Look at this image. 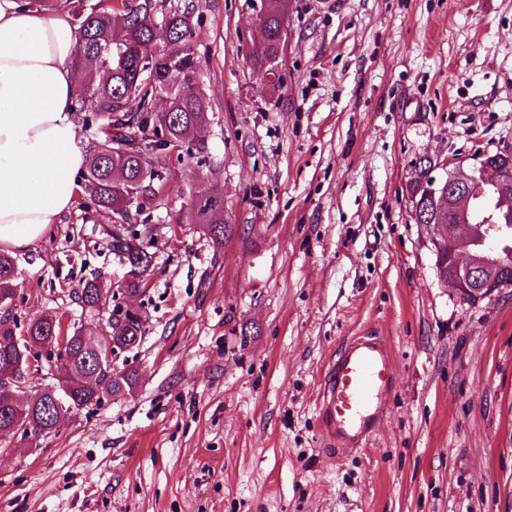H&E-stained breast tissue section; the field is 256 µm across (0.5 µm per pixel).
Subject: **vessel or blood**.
Masks as SVG:
<instances>
[{"mask_svg":"<svg viewBox=\"0 0 512 512\" xmlns=\"http://www.w3.org/2000/svg\"><path fill=\"white\" fill-rule=\"evenodd\" d=\"M399 386L392 350L378 336H356L337 356L319 403L329 447L363 448L376 433L383 402Z\"/></svg>","mask_w":512,"mask_h":512,"instance_id":"1","label":"vessel or blood"}]
</instances>
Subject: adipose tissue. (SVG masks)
<instances>
[{"instance_id": "1", "label": "adipose tissue", "mask_w": 512, "mask_h": 512, "mask_svg": "<svg viewBox=\"0 0 512 512\" xmlns=\"http://www.w3.org/2000/svg\"><path fill=\"white\" fill-rule=\"evenodd\" d=\"M76 42L67 13L0 0V249L44 240L74 205Z\"/></svg>"}]
</instances>
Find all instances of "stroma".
I'll use <instances>...</instances> for the list:
<instances>
[{"instance_id":"obj_1","label":"stroma","mask_w":512,"mask_h":512,"mask_svg":"<svg viewBox=\"0 0 512 512\" xmlns=\"http://www.w3.org/2000/svg\"><path fill=\"white\" fill-rule=\"evenodd\" d=\"M189 2L204 145L157 151L162 197L130 223L78 192L14 251L0 305L98 336L137 317L112 368L139 382L0 437V512H512V287L453 295L406 191L419 157L512 153V0H289L273 92L248 58L268 0ZM205 187L235 226L220 248L173 221ZM132 229L153 256L135 293L112 246ZM91 280L110 289L94 311ZM367 331L400 385L369 446L336 452L324 377Z\"/></svg>"}]
</instances>
